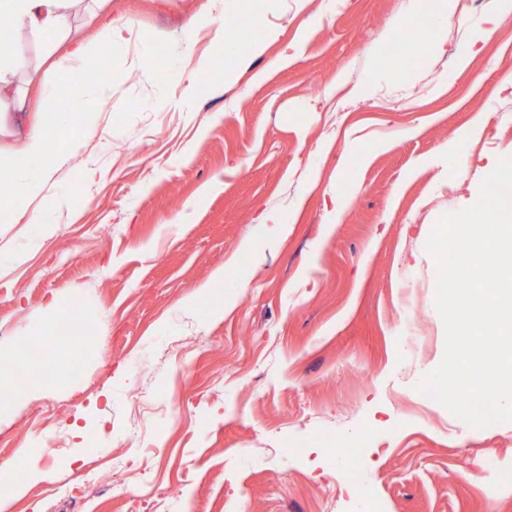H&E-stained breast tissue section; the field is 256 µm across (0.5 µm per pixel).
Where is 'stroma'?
Instances as JSON below:
<instances>
[{
    "label": "stroma",
    "mask_w": 512,
    "mask_h": 512,
    "mask_svg": "<svg viewBox=\"0 0 512 512\" xmlns=\"http://www.w3.org/2000/svg\"><path fill=\"white\" fill-rule=\"evenodd\" d=\"M419 3L308 0L255 28L262 0L226 8L225 25L266 45L228 82L196 67L212 31L178 37L209 0H107L143 41L98 52L105 143L67 130L53 236L0 224V350L24 353L54 294L93 320L65 380L15 397L0 422V461L35 454L49 473L7 512L49 488L54 512H512V423L473 428L418 390L445 350L426 242L477 201L485 165L512 156V14L485 36L488 0H475L423 52ZM12 35L34 106L61 74L46 39ZM177 61L195 68L187 112L157 77ZM263 208L281 223H254ZM219 269L213 301L203 289ZM140 392L180 407L152 416L145 449L130 444ZM360 431L358 455L323 440ZM144 455L158 496L86 479ZM353 463L366 473L354 496ZM80 484L85 507L69 497Z\"/></svg>",
    "instance_id": "1"
}]
</instances>
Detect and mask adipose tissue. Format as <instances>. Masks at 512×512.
Returning a JSON list of instances; mask_svg holds the SVG:
<instances>
[{"instance_id":"adipose-tissue-1","label":"adipose tissue","mask_w":512,"mask_h":512,"mask_svg":"<svg viewBox=\"0 0 512 512\" xmlns=\"http://www.w3.org/2000/svg\"><path fill=\"white\" fill-rule=\"evenodd\" d=\"M85 0H0V16L18 20L29 31L69 34L73 16ZM224 0H211L209 10L197 22L196 29L214 28V42L220 48L225 63L240 67L241 39L229 36L223 30ZM13 42L10 36L0 37V127L5 126L11 112L20 109L27 97L26 91L12 88L8 76L13 66ZM91 50L84 42L72 45L71 61L64 68L67 78L68 111H40L30 113L28 130L17 146L8 168V178L0 188L1 224H40L45 235H52L56 227L49 224L45 210L53 198L58 173L68 166L72 148L64 145L61 132L73 120H81L88 142L100 141L101 122L108 98L93 94L87 79L86 64ZM27 369L26 380H18L19 369ZM22 392L30 398L42 393L43 379L37 362L20 361L11 354L0 353V386Z\"/></svg>"}]
</instances>
